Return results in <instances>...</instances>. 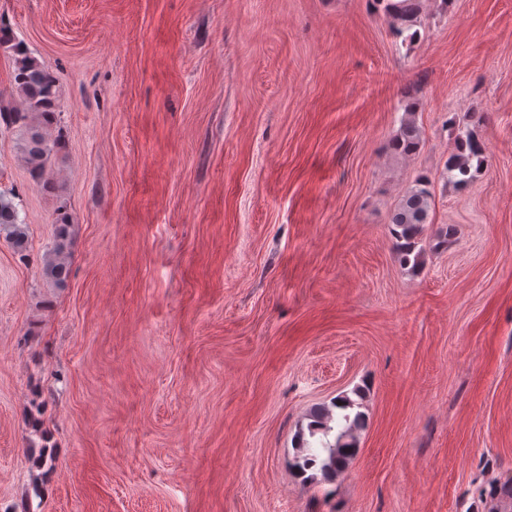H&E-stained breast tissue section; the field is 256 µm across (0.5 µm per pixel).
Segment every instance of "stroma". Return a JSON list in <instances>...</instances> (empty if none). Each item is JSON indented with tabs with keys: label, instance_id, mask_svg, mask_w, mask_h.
Instances as JSON below:
<instances>
[{
	"label": "stroma",
	"instance_id": "stroma-1",
	"mask_svg": "<svg viewBox=\"0 0 512 512\" xmlns=\"http://www.w3.org/2000/svg\"><path fill=\"white\" fill-rule=\"evenodd\" d=\"M0 20L55 74L64 136L47 190L0 127L29 238H0V512H512V0H423L409 45L372 0ZM466 125L491 157L460 191ZM422 174L415 270L390 222ZM357 389L346 471L298 475V431ZM406 114L409 117L403 120L399 133L392 142L393 151L403 156L416 152L420 144V129L412 118L414 111L411 108L406 109ZM55 224L56 233L52 246L45 258L44 273L54 284L63 285L70 273L68 262L70 248L69 229L72 224V218L67 213H60L55 220Z\"/></svg>",
	"mask_w": 512,
	"mask_h": 512
}]
</instances>
